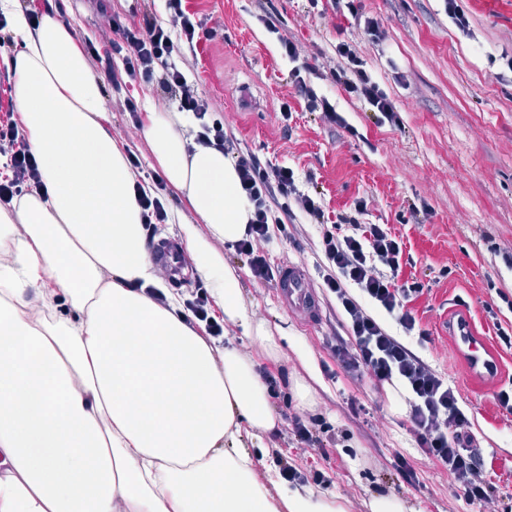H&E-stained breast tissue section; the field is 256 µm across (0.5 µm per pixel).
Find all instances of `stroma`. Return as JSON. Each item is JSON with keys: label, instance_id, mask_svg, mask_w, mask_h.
Returning a JSON list of instances; mask_svg holds the SVG:
<instances>
[{"label": "stroma", "instance_id": "35a3bbf8", "mask_svg": "<svg viewBox=\"0 0 512 512\" xmlns=\"http://www.w3.org/2000/svg\"><path fill=\"white\" fill-rule=\"evenodd\" d=\"M457 3L470 35L452 24L442 0H360V16L377 19L385 33L376 43L359 17L312 7L309 0H185L217 36L175 52L173 61L223 114L236 146L293 168L316 192L329 223L353 213L361 199L360 223L385 225L402 242L397 280L422 283L409 308L427 333L405 343L458 389L481 448L490 489L477 507L458 495L445 466L421 452L407 411L393 410L385 386L340 366L336 347L349 333L322 286L320 230L296 214L287 231L271 228L264 250L270 265L305 268L317 288L318 319L308 322L283 306L273 282L253 278L246 257L228 248L224 258L239 271L247 308L284 326L291 343L275 360L237 329L227 338L280 386L281 397L272 401L280 425L271 438L283 458L305 478L327 476L319 490L335 497L343 512H369L366 503L375 495L397 496L409 512H512V413L497 400L499 392L512 391V308L505 302L512 297V0ZM265 9L280 18V35L299 46L301 62L312 68L311 84L335 104L346 126L323 120L296 95L293 65L282 56L278 35L259 20ZM66 19L79 40L102 43L111 36L89 0H69ZM341 40L365 59L397 123H379L367 104L336 85ZM244 83L253 92L248 109L237 104ZM146 95L157 111H168L154 82L106 91V123L123 151L138 154L143 180L160 167L125 101ZM463 310L496 364L480 378L469 375L448 331ZM311 371L314 403L304 406L290 392L295 379ZM297 418L323 425L322 446L295 440ZM400 456L414 468L415 483L398 476Z\"/></svg>", "mask_w": 512, "mask_h": 512}]
</instances>
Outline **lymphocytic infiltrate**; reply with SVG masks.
Here are the masks:
<instances>
[{
    "instance_id": "obj_1",
    "label": "lymphocytic infiltrate",
    "mask_w": 512,
    "mask_h": 512,
    "mask_svg": "<svg viewBox=\"0 0 512 512\" xmlns=\"http://www.w3.org/2000/svg\"><path fill=\"white\" fill-rule=\"evenodd\" d=\"M165 7L172 18L168 24L148 15L142 23L127 25L119 15L104 14V24L114 38L105 49L85 41L86 55L100 65L117 90L127 78L159 79L178 111L197 121V143L231 156L241 189L253 207L248 233L237 250L247 257L254 278L268 280L274 276L260 249L268 239L270 225L282 223L297 210L310 223L320 225L323 282L334 294L351 337L350 344L337 347V360L347 371L369 375L380 383L400 380L410 394L408 417L423 454L447 467L469 504L485 502L487 482L481 454L473 448L472 437L462 433L468 420L459 406L458 392L401 341L402 336L419 329L408 305L422 290L417 281L401 286L396 283L403 254L401 242L381 225L357 222V214L366 208L361 200L354 206V216L344 217L339 225H326L320 202L300 189L292 168L264 165L252 153L234 149L223 122L212 117L208 99L169 62L176 40L194 46L201 38H212L214 32L184 9L183 0H165ZM336 53L342 60L332 74L336 84L366 102L379 120L396 122L394 106L353 45L339 42ZM0 154L5 156L7 168L0 177V202H10L40 185L39 166L20 140L15 122L0 124ZM384 313L394 316L400 335L385 328L380 320Z\"/></svg>"
}]
</instances>
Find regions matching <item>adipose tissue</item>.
<instances>
[{
  "label": "adipose tissue",
  "instance_id": "obj_1",
  "mask_svg": "<svg viewBox=\"0 0 512 512\" xmlns=\"http://www.w3.org/2000/svg\"><path fill=\"white\" fill-rule=\"evenodd\" d=\"M0 14L22 37L4 62L21 131L42 176L0 204V512H341L308 486L276 484L267 434L279 424L255 362L199 335L147 247L136 175L102 123L104 84L75 27L17 0ZM143 136L172 212L225 324L271 358L288 334L250 315L223 255L252 206L222 150L148 109ZM71 317H53L55 301Z\"/></svg>",
  "mask_w": 512,
  "mask_h": 512
}]
</instances>
